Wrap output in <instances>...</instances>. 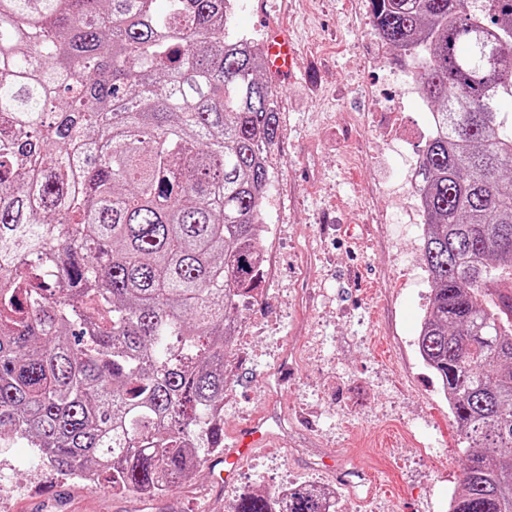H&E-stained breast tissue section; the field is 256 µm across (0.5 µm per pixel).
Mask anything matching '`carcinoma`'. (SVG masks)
I'll return each instance as SVG.
<instances>
[{"label": "carcinoma", "instance_id": "1", "mask_svg": "<svg viewBox=\"0 0 512 512\" xmlns=\"http://www.w3.org/2000/svg\"><path fill=\"white\" fill-rule=\"evenodd\" d=\"M419 62L417 346L462 444L449 512H512V0H369ZM233 0H0V437L112 493L224 448L234 314L257 299L279 91ZM325 490L232 512H327Z\"/></svg>", "mask_w": 512, "mask_h": 512}]
</instances>
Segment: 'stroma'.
Masks as SVG:
<instances>
[{
  "label": "stroma",
  "instance_id": "1",
  "mask_svg": "<svg viewBox=\"0 0 512 512\" xmlns=\"http://www.w3.org/2000/svg\"><path fill=\"white\" fill-rule=\"evenodd\" d=\"M368 0H236L233 30L261 43L283 26L301 46L296 78L282 85L280 140L264 204L266 271L257 302L238 321L224 430L273 404L289 418L275 449L245 461L236 483L216 493L209 468L158 498L34 474L33 451L0 441V512H202L219 498L229 512L242 494L285 482L334 481L324 458L366 469L346 493L360 512H448L462 483L459 434L448 401L423 363L416 338L430 286L421 267L423 227L400 223L395 191L405 158L430 131L426 104L406 103L392 145L378 114L359 128L373 98L395 96L396 65L370 39ZM295 376L265 382L280 357Z\"/></svg>",
  "mask_w": 512,
  "mask_h": 512
}]
</instances>
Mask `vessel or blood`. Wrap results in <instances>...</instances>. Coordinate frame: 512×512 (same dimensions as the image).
Masks as SVG:
<instances>
[{
	"label": "vessel or blood",
	"instance_id": "vessel-or-blood-1",
	"mask_svg": "<svg viewBox=\"0 0 512 512\" xmlns=\"http://www.w3.org/2000/svg\"><path fill=\"white\" fill-rule=\"evenodd\" d=\"M269 69L278 81H290L294 77L297 47L284 31L270 30L263 45ZM283 416L274 406H267L253 419L241 425L231 436L222 454L214 456L210 466L217 482L232 486L241 463L255 450L272 447L278 434L276 424L282 423Z\"/></svg>",
	"mask_w": 512,
	"mask_h": 512
}]
</instances>
